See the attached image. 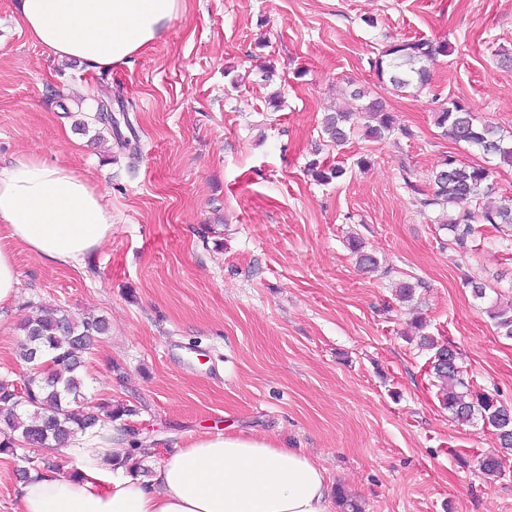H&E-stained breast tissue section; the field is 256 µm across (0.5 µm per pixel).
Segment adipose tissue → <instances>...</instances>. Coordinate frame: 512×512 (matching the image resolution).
I'll list each match as a JSON object with an SVG mask.
<instances>
[{"label":"adipose tissue","mask_w":512,"mask_h":512,"mask_svg":"<svg viewBox=\"0 0 512 512\" xmlns=\"http://www.w3.org/2000/svg\"><path fill=\"white\" fill-rule=\"evenodd\" d=\"M182 9L183 0H20V21L58 58L113 67L160 40ZM111 234V209L79 173L33 156L0 162V306L17 293L14 245L73 267ZM68 448L74 474L31 471L20 512H333L325 469L258 434H194L147 479L125 466L131 442L112 426Z\"/></svg>","instance_id":"ef3b65f1"}]
</instances>
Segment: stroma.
Returning <instances> with one entry per match:
<instances>
[{
	"label": "stroma",
	"instance_id": "stroma-1",
	"mask_svg": "<svg viewBox=\"0 0 512 512\" xmlns=\"http://www.w3.org/2000/svg\"><path fill=\"white\" fill-rule=\"evenodd\" d=\"M18 20V0H0V159L84 176L112 210V235L76 269L16 247L1 377L22 384L20 325L38 307L92 313L109 326L87 356L86 397L134 406L116 425L148 468L189 433L233 427L305 449L363 512H512V454L497 476L481 471L497 432L443 408L410 326L422 316L469 380L512 404V339L486 312L493 300L512 307V253L483 224L466 249L449 245L398 173L407 164L425 188L446 156L484 163L435 126L448 100L512 133V67L500 58L512 54V0H184L165 37L103 70L56 58ZM410 37L451 50L429 89L397 95L369 62ZM354 88L382 98L413 138L324 141V113ZM110 95L133 104L137 154L93 120ZM316 152L345 176L314 181ZM352 236L376 272L359 269ZM400 282L412 301L396 299ZM27 454L0 456V512H18Z\"/></svg>",
	"mask_w": 512,
	"mask_h": 512
}]
</instances>
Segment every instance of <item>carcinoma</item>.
<instances>
[{
	"label": "carcinoma",
	"instance_id": "carcinoma-1",
	"mask_svg": "<svg viewBox=\"0 0 512 512\" xmlns=\"http://www.w3.org/2000/svg\"><path fill=\"white\" fill-rule=\"evenodd\" d=\"M446 52L448 45L424 38L397 41L386 45L372 61V66L378 79L394 92L416 94L431 83L430 63ZM348 97L351 100L348 107L329 112L323 119V133L331 143L337 146L346 143L360 125L365 128L366 137L375 141L396 134L414 137L408 127L396 123L395 115L388 111L381 98L369 99L359 88L351 90ZM110 105V100H97L94 119L113 129L118 146L137 152V147L131 146V140L120 130L122 124L133 130L128 117L129 106L118 102L121 112L118 118L109 112ZM435 124L453 141L477 147L500 167H512V141L500 128L478 121L466 101H449L448 106L435 113ZM309 171L316 181L325 184L346 174L343 166L326 165L318 159L309 162ZM399 175L420 211L442 210L439 224L448 230L451 241L460 248L474 234L477 224H489L494 229L512 228L511 197L501 198L494 204L485 202L491 192L493 175L492 168L486 165L466 164L448 155L432 172L428 191L419 186L413 170L403 163ZM350 246L359 268L365 272L375 271V256L364 251L356 238L351 240ZM487 313L496 321L502 335L512 338V310L494 303ZM20 330L23 333L18 347L20 360L32 369L38 364L35 354L39 353L51 361V366L46 372L32 373L21 389L11 381L0 380V454H12L19 445L54 449L80 433L133 415L134 408L114 406L110 400L94 405L82 402L81 371L89 348L80 337L105 334L108 322L104 317L87 313L75 319L59 308L46 307L40 315L25 320ZM420 344L433 352L431 373L438 383L443 405L452 417L461 422L480 418L483 424L498 431L502 447L512 448V407L470 384L458 364V352L450 343L422 336Z\"/></svg>",
	"mask_w": 512,
	"mask_h": 512
}]
</instances>
